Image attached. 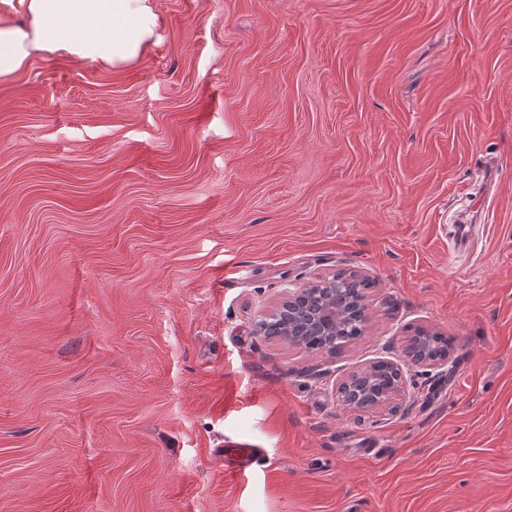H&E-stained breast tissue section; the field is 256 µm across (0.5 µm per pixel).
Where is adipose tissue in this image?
Segmentation results:
<instances>
[{
	"label": "adipose tissue",
	"mask_w": 512,
	"mask_h": 512,
	"mask_svg": "<svg viewBox=\"0 0 512 512\" xmlns=\"http://www.w3.org/2000/svg\"><path fill=\"white\" fill-rule=\"evenodd\" d=\"M153 0H0V81L37 56L120 70L155 43Z\"/></svg>",
	"instance_id": "adipose-tissue-1"
}]
</instances>
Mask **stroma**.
<instances>
[{
    "label": "stroma",
    "instance_id": "stroma-1",
    "mask_svg": "<svg viewBox=\"0 0 512 512\" xmlns=\"http://www.w3.org/2000/svg\"><path fill=\"white\" fill-rule=\"evenodd\" d=\"M155 9L135 66L0 83V512H512V0ZM341 269L360 340L256 334ZM420 325L448 368L335 400ZM355 272L339 270L336 272V292L342 291L351 294L354 299L364 300L366 297V289L371 288V282L367 278L357 279ZM352 287V288H345ZM380 361H384L394 366L399 371L400 377L396 383H393L392 387L390 388L385 398L375 401L374 403H366L364 401H361L359 397L352 394L351 391L355 387L357 381L363 377L368 376L373 371V365ZM333 392L335 398H337L341 405L348 410L361 413H367L372 412L374 410H378L382 407L394 403L396 400H399L400 397H402L405 394V382L403 380L402 368L392 361H373L364 367L353 370L345 377H343L337 384H335ZM261 449L258 448H228L224 451L225 458H231L235 462L229 472L233 478L244 479L252 471L256 459L261 455Z\"/></svg>",
    "mask_w": 512,
    "mask_h": 512
}]
</instances>
